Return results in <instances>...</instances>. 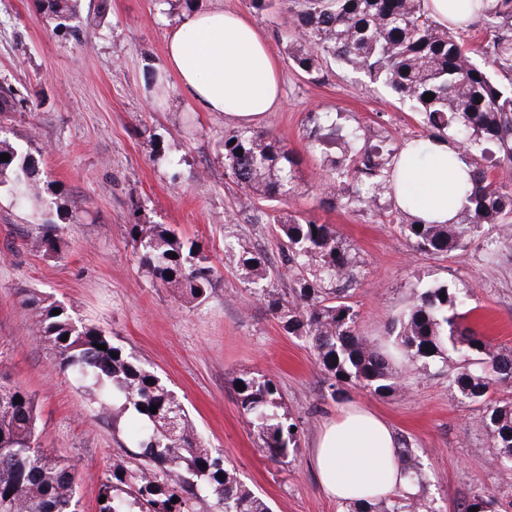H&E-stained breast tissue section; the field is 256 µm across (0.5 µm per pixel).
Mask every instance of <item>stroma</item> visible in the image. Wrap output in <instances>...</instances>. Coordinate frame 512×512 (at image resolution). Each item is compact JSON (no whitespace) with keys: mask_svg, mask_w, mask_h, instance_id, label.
I'll list each match as a JSON object with an SVG mask.
<instances>
[{"mask_svg":"<svg viewBox=\"0 0 512 512\" xmlns=\"http://www.w3.org/2000/svg\"><path fill=\"white\" fill-rule=\"evenodd\" d=\"M214 9L249 17L278 60L282 101L251 129L300 159L284 211L331 225L348 248L358 277L348 302L360 335L387 348L420 287L445 283L469 295L466 325L492 348L512 349V234L485 226L501 240L491 263L474 247L432 255L398 225L331 203L322 174L343 146L312 147L311 113L337 114L339 125L361 128L375 143L424 130L388 88L361 74L334 62L302 72L293 61L297 43L281 37L285 5L260 12L249 0H77L73 37L36 0H0V86L29 99L26 108L0 112V140L35 152L64 240L57 254L33 247L37 218L0 186V377L34 394L42 446L78 472L80 512H98L100 484L130 443L55 367L52 344L36 335L35 313L23 304L32 293L147 363L177 393L206 447L221 451L272 512H349L323 493L311 466L317 432L347 405L374 411L414 448L420 491L434 512H460L484 492L494 494L498 512H512V472L494 463L481 406L449 389L445 362L423 373L394 360L402 386L389 396L355 386L331 394L311 344L289 335L227 265L225 246L273 261L278 246L272 226L255 221L225 173L224 132L237 121L200 110L167 68L169 29L182 13ZM133 224H161L196 243L213 268L209 297L191 301L152 279L133 249ZM256 374L274 380L299 426L297 449L280 463L265 456L237 400V379Z\"/></svg>","mask_w":512,"mask_h":512,"instance_id":"stroma-1","label":"stroma"}]
</instances>
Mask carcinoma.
I'll list each match as a JSON object with an SVG mask.
<instances>
[{
  "instance_id": "carcinoma-1",
  "label": "carcinoma",
  "mask_w": 512,
  "mask_h": 512,
  "mask_svg": "<svg viewBox=\"0 0 512 512\" xmlns=\"http://www.w3.org/2000/svg\"><path fill=\"white\" fill-rule=\"evenodd\" d=\"M55 13L58 27L72 34L71 0H40ZM482 20L486 40L470 46L460 26L437 24L423 0H288L292 28L285 39L300 44L295 64L304 72L328 61L362 73L371 84L390 89L418 115L428 139L452 137L473 167L466 204L456 224L417 223L397 210L393 221L422 252L463 251L474 240L487 260L496 257L499 240L484 235L487 224H503L512 216V187L495 181L490 168L512 165V0H468ZM427 93L434 99L423 101ZM313 142L326 127L347 145L342 159L331 161L324 176L334 198L346 208L379 216V200L391 190L393 158L401 148L371 143L362 130L344 128L329 113L313 114ZM0 184L9 183L15 202L43 218L37 244L57 253L59 225L48 218L38 187V161L28 150L0 142ZM294 153L259 132L224 131V168L229 179L247 195L279 202L293 192ZM278 239L280 267L294 275L293 299L276 288L262 287L275 267L260 253L224 249L229 263L241 268L267 311L284 323L289 334L307 339L329 373L331 397L343 384H355L378 395L398 389L392 372L394 354L419 359L448 360L458 366L448 372V387L463 399L482 405L479 426L494 448V461L512 470V400L490 396L499 383H512V351L494 350L485 336L461 321L464 298L445 284L424 289L392 328L394 351L382 353L359 336L357 311L347 302L356 281L348 250L329 224L308 218L266 214ZM161 224H132L129 235L141 263L161 285L177 289L190 301L206 299L213 286V269L195 243L166 235ZM176 258H171V254ZM172 277H167V274ZM25 305L36 311V332L53 343L55 360L81 388L91 392L99 411L116 429L124 418L129 428L135 467L117 466L101 483L106 501L98 512H195L194 504L211 500V512H269V506L224 466V456L207 448L183 403L154 371L124 348L113 344L96 327L78 324L65 309L47 304L35 294ZM59 314L54 315L52 311ZM68 339H63V336ZM106 349H98V345ZM117 357H112V354ZM238 403L258 433L267 458L282 462L298 447L299 432L288 413H279L278 389L268 376L241 377ZM21 398L22 403L15 402ZM157 412H150L151 405ZM177 409V431L157 428L160 418ZM399 460L412 475L420 462L408 444ZM224 478H218V474ZM177 502H172V499ZM77 471L66 459L41 447L35 399L21 387L0 385V512H79ZM496 499L473 496L461 512H495ZM351 512H430L421 497L396 498L388 504L353 506Z\"/></svg>"
}]
</instances>
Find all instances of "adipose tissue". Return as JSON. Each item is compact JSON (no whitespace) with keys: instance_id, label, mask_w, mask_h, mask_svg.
<instances>
[{"instance_id":"1","label":"adipose tissue","mask_w":512,"mask_h":512,"mask_svg":"<svg viewBox=\"0 0 512 512\" xmlns=\"http://www.w3.org/2000/svg\"><path fill=\"white\" fill-rule=\"evenodd\" d=\"M169 70L203 111L250 123L280 103L279 66L267 40L245 15L215 9L186 12L171 29ZM393 196L417 221L456 222L463 188L473 175L453 140L437 139L427 153L405 143L394 165ZM322 489L336 502H371L415 487L398 457L389 424L359 407L341 408L311 450Z\"/></svg>"}]
</instances>
